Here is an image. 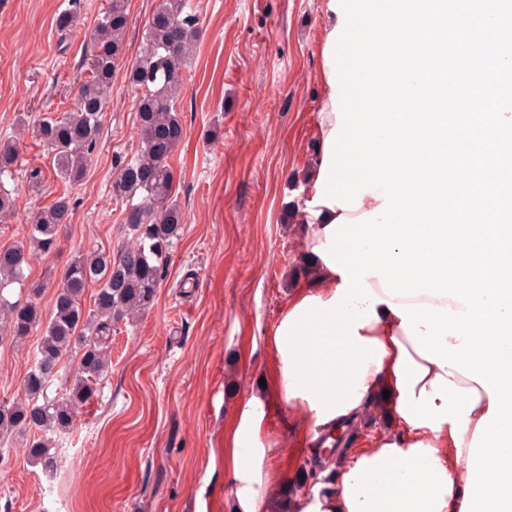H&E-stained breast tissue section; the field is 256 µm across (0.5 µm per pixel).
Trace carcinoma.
<instances>
[{"mask_svg":"<svg viewBox=\"0 0 512 512\" xmlns=\"http://www.w3.org/2000/svg\"><path fill=\"white\" fill-rule=\"evenodd\" d=\"M127 2L108 0L103 8L93 35L89 77L80 84L77 106L44 118L32 130L54 154L56 176L70 184L82 179L97 146L104 92L121 59L129 27ZM187 8V0H157L143 48L128 74L142 90L140 151L133 160L117 161L110 185L112 198L130 209L125 222L130 242L119 257L114 259L99 247L81 249L66 266L46 318L32 300L39 286L28 289V298L14 301L5 290L24 285L32 256L57 242L61 228L69 223L70 198L61 197L41 210L25 240L0 247V345L19 347L41 331L24 380V396L0 399V464L9 455L4 441L33 431L35 436L25 442L28 460L52 466V435L73 427L109 369L113 326L121 320L135 321L160 288L169 249L183 224L182 211L171 202L174 177L168 159L184 137L175 102L185 80L184 65L199 38L198 19ZM76 21V9L66 8L55 18L56 30L69 32ZM16 163L15 147L0 142V176ZM93 286V308L87 310L83 299ZM69 353L79 356L78 370L64 393H53L50 387Z\"/></svg>","mask_w":512,"mask_h":512,"instance_id":"carcinoma-1","label":"carcinoma"}]
</instances>
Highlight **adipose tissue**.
Segmentation results:
<instances>
[{
  "mask_svg": "<svg viewBox=\"0 0 512 512\" xmlns=\"http://www.w3.org/2000/svg\"><path fill=\"white\" fill-rule=\"evenodd\" d=\"M304 244L313 251L325 241V230L350 211L325 205L304 206ZM344 279L318 261L314 280L289 296L285 312L307 297L329 301ZM376 319L360 328V337L382 343L380 369H368L366 391L347 413L319 422L308 401L288 395L281 355L264 391L241 398L224 426V446L215 455L228 478L235 512H272L265 484L277 450L278 432L270 419L273 401L301 410L313 434L331 433L362 418L377 393L389 391L383 403L389 429L339 466L329 490L313 488L295 505L296 512H461L465 479L457 466L467 459L475 428L489 411L488 392L461 373L446 375L422 358L387 305L374 306Z\"/></svg>",
  "mask_w": 512,
  "mask_h": 512,
  "instance_id": "adipose-tissue-1",
  "label": "adipose tissue"
}]
</instances>
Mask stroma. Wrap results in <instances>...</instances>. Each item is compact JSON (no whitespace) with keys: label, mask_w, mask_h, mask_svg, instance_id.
Instances as JSON below:
<instances>
[{"label":"stroma","mask_w":512,"mask_h":512,"mask_svg":"<svg viewBox=\"0 0 512 512\" xmlns=\"http://www.w3.org/2000/svg\"><path fill=\"white\" fill-rule=\"evenodd\" d=\"M105 0H79L76 26L59 36L68 0H0V140L18 162L0 177L15 200L0 245L22 239L59 196L73 204L51 252L28 281L49 311L75 253H118L125 204L109 188L117 159L133 158L139 91L127 71L155 0H128L123 58L107 92L101 130L75 185L54 174L33 128L74 108ZM201 37L175 106L185 137L174 151L172 200L184 224L153 305L112 333V366L77 423L55 435L53 470L32 465L14 439L0 465V512H233L223 471L211 462L241 397L273 370L265 338L312 257L289 214L302 207L315 166L323 99L324 0H189ZM36 336L0 347V397L22 393ZM304 415L279 403L278 458L266 490L330 483L335 467L301 456Z\"/></svg>","instance_id":"stroma-1"}]
</instances>
